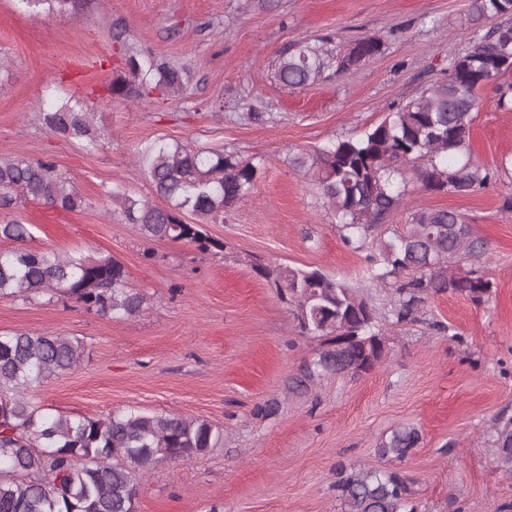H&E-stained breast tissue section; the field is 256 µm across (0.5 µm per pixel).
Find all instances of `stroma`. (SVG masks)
I'll return each instance as SVG.
<instances>
[{"label":"stroma","mask_w":512,"mask_h":512,"mask_svg":"<svg viewBox=\"0 0 512 512\" xmlns=\"http://www.w3.org/2000/svg\"><path fill=\"white\" fill-rule=\"evenodd\" d=\"M471 0H79L66 11L0 0V158L53 162L88 202L76 212L21 201L0 223L30 225L27 248L109 254L145 305L132 317L86 310L78 296L0 297V333L67 336L86 348L80 366L28 388L44 414L104 417L116 410L175 413L224 432L222 447L159 460L136 512H342L337 464L383 469L376 448L411 423L423 441L404 464L418 512H512V475L499 463L496 429L512 421V172L467 194L409 182L401 207L361 248L336 230L294 155L354 137L448 72L471 45ZM381 39L357 69L329 68L291 89L275 76L296 42L342 50ZM137 55L182 68V94L112 100V79ZM493 89L470 130L475 160L512 157V112ZM83 101L100 141L48 131L42 113ZM262 162L254 189L206 232L223 242L202 253L151 239L107 211L113 184L151 199L137 154L156 140ZM418 209L460 213L484 240L488 302L439 293L421 322H382L389 353L361 376L288 384L317 357L320 338L300 332L288 305L254 264L317 267L386 306L393 280L366 276L381 240L404 232ZM447 332L437 331V324Z\"/></svg>","instance_id":"stroma-1"}]
</instances>
